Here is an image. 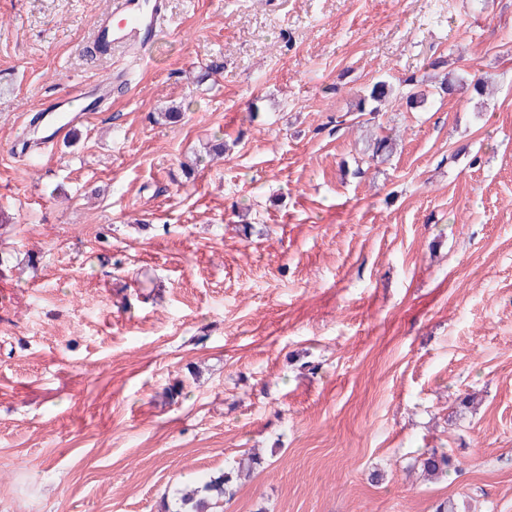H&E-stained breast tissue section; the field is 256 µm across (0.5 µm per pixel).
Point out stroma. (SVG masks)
<instances>
[{"mask_svg": "<svg viewBox=\"0 0 512 512\" xmlns=\"http://www.w3.org/2000/svg\"><path fill=\"white\" fill-rule=\"evenodd\" d=\"M111 7L0 0V512H171L247 453L224 512H512V0H168L138 61ZM125 74L122 72H108L104 77L78 87L73 96L58 98L54 102L41 108L45 124L52 130L53 140L63 138L75 125L87 118V112L97 110L96 103L109 98L112 83H124ZM82 100L88 104L86 107H74L73 101ZM393 93V87L386 80H378L368 87L358 101V111L376 112L379 103ZM418 462L422 470L431 476L447 477L448 473L456 470L453 456L443 449L432 448L423 452Z\"/></svg>", "mask_w": 512, "mask_h": 512, "instance_id": "1", "label": "stroma"}]
</instances>
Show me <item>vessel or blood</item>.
Returning <instances> with one entry per match:
<instances>
[{
	"instance_id": "obj_1",
	"label": "vessel or blood",
	"mask_w": 512,
	"mask_h": 512,
	"mask_svg": "<svg viewBox=\"0 0 512 512\" xmlns=\"http://www.w3.org/2000/svg\"><path fill=\"white\" fill-rule=\"evenodd\" d=\"M166 12L167 0H113L111 10L98 20L94 37L111 50L149 47ZM124 81L123 73L111 71L100 79L80 85L74 95L43 107L45 124L57 137H64L83 122L89 112L95 111L97 102L109 98L113 84Z\"/></svg>"
}]
</instances>
